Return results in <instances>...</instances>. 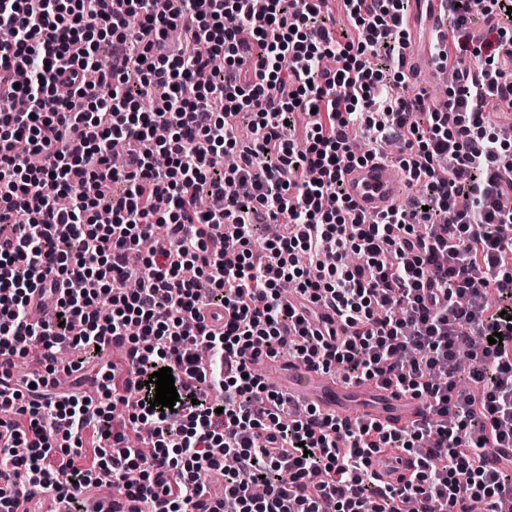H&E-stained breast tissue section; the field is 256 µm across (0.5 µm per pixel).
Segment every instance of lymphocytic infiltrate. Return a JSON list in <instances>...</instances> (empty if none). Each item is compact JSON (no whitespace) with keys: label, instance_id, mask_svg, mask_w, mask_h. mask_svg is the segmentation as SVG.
Returning <instances> with one entry per match:
<instances>
[{"label":"lymphocytic infiltrate","instance_id":"lymphocytic-infiltrate-1","mask_svg":"<svg viewBox=\"0 0 512 512\" xmlns=\"http://www.w3.org/2000/svg\"><path fill=\"white\" fill-rule=\"evenodd\" d=\"M328 2L0 0L14 31L0 43V512L43 494L73 507L103 485L145 512L512 501V130L487 118L512 108V28L499 23L512 0H446L452 34L431 56L456 79L435 107L395 93L410 85L409 0H342L348 33ZM103 40L111 62L87 81ZM296 113L304 136L284 140ZM221 153L236 165L215 169ZM376 158L426 191L371 219L342 174ZM204 191L218 206L199 208ZM157 224L164 240L142 250ZM37 291L54 298L40 325ZM31 345L44 370L15 381ZM115 345L126 363L110 360ZM67 349L69 371L95 361L97 403L57 391ZM284 353L396 388L430 416L398 429L288 408L254 370ZM164 367L179 397L163 412L148 380ZM121 406L147 425L142 441L115 429ZM89 427L111 448L87 452ZM380 452L415 458L407 485L380 484ZM203 471L223 478L222 498Z\"/></svg>","mask_w":512,"mask_h":512}]
</instances>
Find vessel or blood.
<instances>
[{
	"instance_id": "vessel-or-blood-1",
	"label": "vessel or blood",
	"mask_w": 512,
	"mask_h": 512,
	"mask_svg": "<svg viewBox=\"0 0 512 512\" xmlns=\"http://www.w3.org/2000/svg\"><path fill=\"white\" fill-rule=\"evenodd\" d=\"M445 9V0H411L406 27L415 29L426 18L433 31L443 32L442 13ZM344 184L358 209L373 215L397 206L406 192L402 173L393 164L378 159L349 169L344 174ZM343 389L335 373L314 366L301 370L297 383L289 387L288 393L299 401L319 406L324 412L344 420L362 417L397 428L421 421L427 412L425 404L401 396L396 389L383 387L374 390L375 395L381 398L376 407L365 411L346 408L341 404ZM373 468L380 480L400 486L410 479L415 463L412 456L404 453L385 454L374 461ZM138 509L137 501L116 492L111 497L98 500L95 512H138Z\"/></svg>"
}]
</instances>
